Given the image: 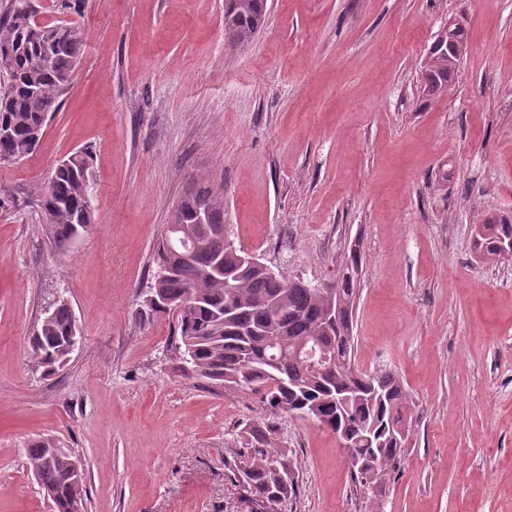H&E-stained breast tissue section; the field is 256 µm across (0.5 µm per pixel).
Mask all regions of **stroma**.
<instances>
[{"label": "stroma", "instance_id": "35a3bbf8", "mask_svg": "<svg viewBox=\"0 0 512 512\" xmlns=\"http://www.w3.org/2000/svg\"><path fill=\"white\" fill-rule=\"evenodd\" d=\"M33 2L84 53L36 151L0 164V512H52L26 468L43 438L84 465L87 512H252L228 462L268 423L298 475L279 512H370L334 433L182 375L177 316L145 315L192 175L284 278L320 287L359 256L356 364L412 400L385 512H512V260L472 251L477 224L512 223V0H267L244 49L224 0ZM451 19L468 50L431 94ZM83 149L95 222L59 254L39 193ZM56 293L82 339L46 375L29 340ZM456 23L453 20L448 21L439 33L443 38L447 34L449 28ZM452 41H448V37L442 41L431 46L427 56L428 65L425 71L424 89L428 91L437 92L448 87L452 75L455 72L453 62H460L463 56L467 53L468 40L465 27L461 25H453L451 27ZM464 49V54L461 59H457L458 49Z\"/></svg>", "mask_w": 512, "mask_h": 512}]
</instances>
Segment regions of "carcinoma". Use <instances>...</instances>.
I'll use <instances>...</instances> for the list:
<instances>
[{
	"label": "carcinoma",
	"mask_w": 512,
	"mask_h": 512,
	"mask_svg": "<svg viewBox=\"0 0 512 512\" xmlns=\"http://www.w3.org/2000/svg\"><path fill=\"white\" fill-rule=\"evenodd\" d=\"M35 17L32 0H10L0 16V49L11 50L0 87V159L19 160L35 150L32 132L44 124L48 107L59 106L81 58L77 26L37 24ZM265 18L266 0H224V33L233 45H249ZM460 48L468 49L466 29L454 25L452 39L430 48L424 88L448 87ZM91 169L89 152L76 151L57 164L42 191L47 235L58 249L94 223ZM510 243L512 224L476 225L478 257H512L503 251ZM153 262V300L146 308L156 317L178 312L183 374L259 393L273 413L318 422L356 460L351 473L363 487L395 472L408 441L409 397L395 374L367 373L355 364L357 256L324 288L286 280L235 246L224 224V195L194 178L156 244ZM78 333L61 296L31 338L37 365L47 373L62 367ZM313 349L326 350L335 367L312 366ZM249 439L255 452L243 460L237 481L263 512H278L296 490L292 462L273 448L267 430L252 429ZM26 460L55 512H85L87 486L76 457L40 439L26 450Z\"/></svg>",
	"instance_id": "cac0c4a2"
}]
</instances>
